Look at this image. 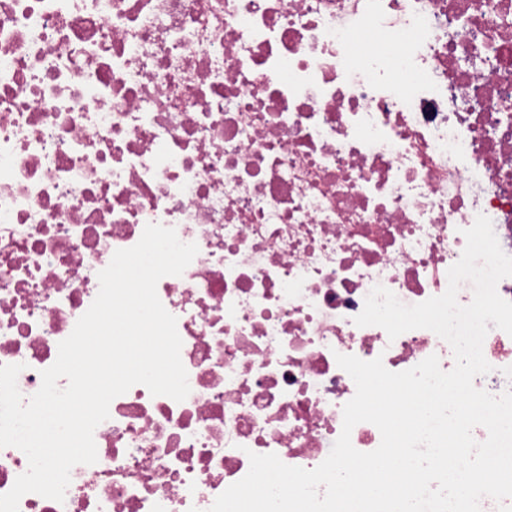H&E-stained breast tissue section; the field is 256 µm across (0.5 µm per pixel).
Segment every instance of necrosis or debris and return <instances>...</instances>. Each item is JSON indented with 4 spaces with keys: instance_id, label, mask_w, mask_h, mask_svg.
<instances>
[{
    "instance_id": "necrosis-or-debris-1",
    "label": "necrosis or debris",
    "mask_w": 512,
    "mask_h": 512,
    "mask_svg": "<svg viewBox=\"0 0 512 512\" xmlns=\"http://www.w3.org/2000/svg\"><path fill=\"white\" fill-rule=\"evenodd\" d=\"M487 108L470 107L474 95ZM487 216L512 255V0H0V365L30 398L144 227L198 253L157 294L190 393L113 399L64 502L209 512L249 453L312 469L356 386L451 346L357 326L442 295ZM477 388L512 390L490 328Z\"/></svg>"
}]
</instances>
